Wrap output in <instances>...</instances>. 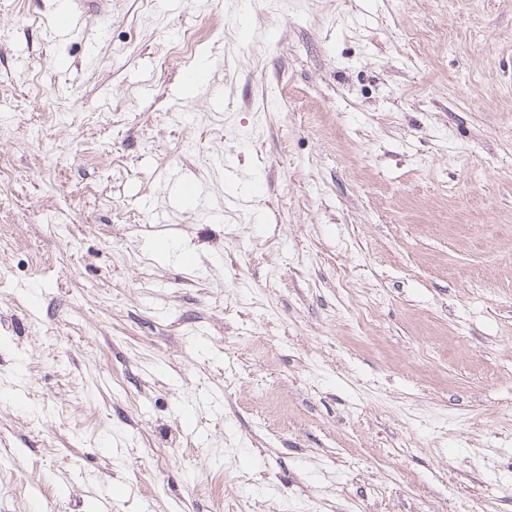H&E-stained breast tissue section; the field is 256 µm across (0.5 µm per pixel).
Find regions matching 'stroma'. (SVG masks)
Wrapping results in <instances>:
<instances>
[{"mask_svg":"<svg viewBox=\"0 0 512 512\" xmlns=\"http://www.w3.org/2000/svg\"><path fill=\"white\" fill-rule=\"evenodd\" d=\"M59 12L0 0V512H512V0Z\"/></svg>","mask_w":512,"mask_h":512,"instance_id":"35a3bbf8","label":"stroma"}]
</instances>
